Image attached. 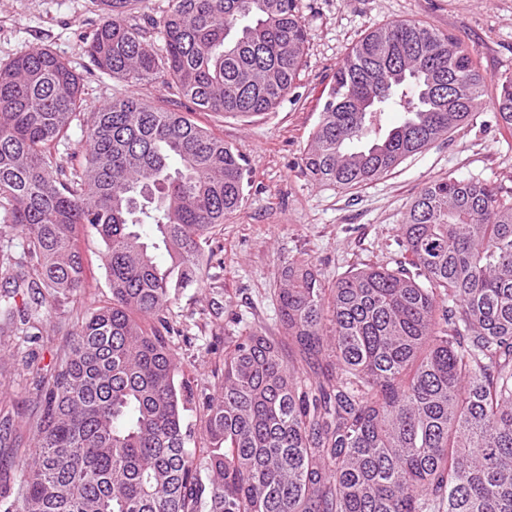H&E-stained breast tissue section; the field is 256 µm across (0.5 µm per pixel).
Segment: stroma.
<instances>
[{
    "mask_svg": "<svg viewBox=\"0 0 512 512\" xmlns=\"http://www.w3.org/2000/svg\"><path fill=\"white\" fill-rule=\"evenodd\" d=\"M307 32L294 88L271 112L240 118L196 112L192 118L223 137L247 165L242 207L205 248L208 277L181 289L166 316L177 332L170 344L195 387L210 386L221 367L224 339L249 330L281 335L275 281L281 260H312L331 283L366 264L391 266L401 256L400 226L430 180L452 175L512 189V135L495 118L497 83L512 75V0H299ZM98 17L93 0H0V63L49 47L83 78L86 110L137 92L145 102L175 108L160 81L130 89L91 72L81 35ZM405 20L448 34L468 47L486 78L474 118L388 175L348 190L312 180L302 158L338 65L368 31ZM87 286L53 309L41 333L15 336L10 350L49 363L77 321L112 298L94 233L81 237ZM8 393L0 413L32 418L37 405L25 368L6 362Z\"/></svg>",
    "mask_w": 512,
    "mask_h": 512,
    "instance_id": "obj_1",
    "label": "stroma"
}]
</instances>
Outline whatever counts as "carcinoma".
I'll use <instances>...</instances> for the list:
<instances>
[{
	"label": "carcinoma",
	"instance_id": "1",
	"mask_svg": "<svg viewBox=\"0 0 512 512\" xmlns=\"http://www.w3.org/2000/svg\"><path fill=\"white\" fill-rule=\"evenodd\" d=\"M95 2L92 66L134 89L160 79L201 112H270L303 66L298 0H172L156 39L130 22L143 0ZM498 87L511 134L512 76ZM484 88L454 37L378 27L336 68L304 170L341 189L377 180L472 119ZM81 93L48 48L0 64V338L85 287L81 228L112 290L60 357L18 360L40 413L24 422L32 457L0 420V461L22 479L15 498L0 487V512H512L511 193L428 181L394 268L327 285L312 261L283 262L275 295L297 358L257 330L232 336L198 392L165 313L204 280L203 244L244 200L243 159L134 94L83 119Z\"/></svg>",
	"mask_w": 512,
	"mask_h": 512
}]
</instances>
